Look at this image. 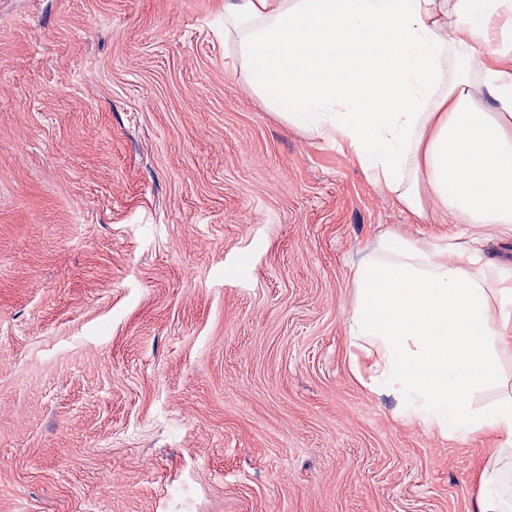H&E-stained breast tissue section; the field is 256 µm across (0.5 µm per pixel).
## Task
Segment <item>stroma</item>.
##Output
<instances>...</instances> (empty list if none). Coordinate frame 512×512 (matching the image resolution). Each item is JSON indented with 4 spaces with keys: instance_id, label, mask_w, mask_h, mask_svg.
<instances>
[{
    "instance_id": "obj_1",
    "label": "stroma",
    "mask_w": 512,
    "mask_h": 512,
    "mask_svg": "<svg viewBox=\"0 0 512 512\" xmlns=\"http://www.w3.org/2000/svg\"><path fill=\"white\" fill-rule=\"evenodd\" d=\"M461 229L264 110L224 0H0V512H479L498 437L345 332L384 232Z\"/></svg>"
}]
</instances>
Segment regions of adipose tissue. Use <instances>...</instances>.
I'll list each match as a JSON object with an SVG mask.
<instances>
[{
	"mask_svg": "<svg viewBox=\"0 0 512 512\" xmlns=\"http://www.w3.org/2000/svg\"><path fill=\"white\" fill-rule=\"evenodd\" d=\"M224 41L267 111L407 207L429 198L466 223L444 242L386 234L353 271L348 336L370 389L441 435L495 432L511 472L512 395L473 396L512 342V271L492 270L478 230L512 236V0H226Z\"/></svg>",
	"mask_w": 512,
	"mask_h": 512,
	"instance_id": "1",
	"label": "adipose tissue"
}]
</instances>
